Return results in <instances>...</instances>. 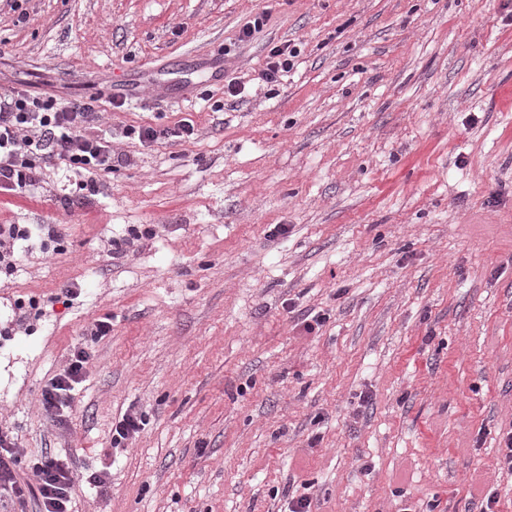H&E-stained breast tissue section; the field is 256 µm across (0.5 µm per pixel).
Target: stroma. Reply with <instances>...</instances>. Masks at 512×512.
Segmentation results:
<instances>
[{
    "mask_svg": "<svg viewBox=\"0 0 512 512\" xmlns=\"http://www.w3.org/2000/svg\"><path fill=\"white\" fill-rule=\"evenodd\" d=\"M12 3L0 95L91 101L125 159L71 206L52 163L0 191L50 229L0 272V428L68 456L73 512H512V0ZM105 318L55 425L41 390ZM289 47V45L285 48L274 46L269 51L266 67L261 73V79L270 87L278 86L284 73H288L294 67L293 58L297 55L294 48L289 49ZM125 137L136 138L142 145H149L159 139L175 138L181 142L188 143L195 139V125L191 120H183L173 128L156 129L151 126H133L130 125L124 129ZM147 421L143 412L135 411L126 414L115 427L112 426L111 447L126 448L144 430Z\"/></svg>",
    "mask_w": 512,
    "mask_h": 512,
    "instance_id": "1",
    "label": "stroma"
}]
</instances>
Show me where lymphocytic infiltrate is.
I'll return each instance as SVG.
<instances>
[{
    "mask_svg": "<svg viewBox=\"0 0 512 512\" xmlns=\"http://www.w3.org/2000/svg\"><path fill=\"white\" fill-rule=\"evenodd\" d=\"M98 118L93 104L80 99H42L26 89L1 95L0 190L17 192L34 185L44 161L58 162L77 174L112 172L121 160L112 150L111 138L97 133ZM110 330L109 322L97 321L89 340L70 349L65 368L43 387L41 407L56 425H65L93 347ZM22 471L34 476L35 485L18 483ZM74 494L68 458L51 452L26 455L11 433L0 430V495L30 498L36 512H71Z\"/></svg>",
    "mask_w": 512,
    "mask_h": 512,
    "instance_id": "lymphocytic-infiltrate-1",
    "label": "lymphocytic infiltrate"
}]
</instances>
